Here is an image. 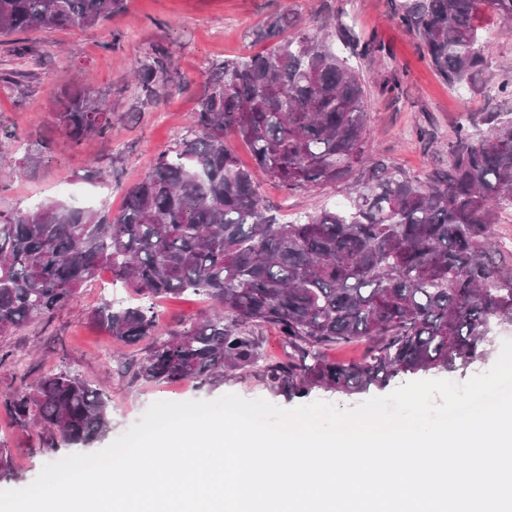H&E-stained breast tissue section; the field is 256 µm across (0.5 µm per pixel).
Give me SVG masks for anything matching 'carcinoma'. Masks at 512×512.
<instances>
[{
	"instance_id": "carcinoma-1",
	"label": "carcinoma",
	"mask_w": 512,
	"mask_h": 512,
	"mask_svg": "<svg viewBox=\"0 0 512 512\" xmlns=\"http://www.w3.org/2000/svg\"><path fill=\"white\" fill-rule=\"evenodd\" d=\"M126 0H0V37L35 28L96 27ZM512 23V0H405L398 20L451 88L480 89L489 66L480 22ZM288 37L264 55L211 66L192 123L126 193L116 215L61 203L0 212V336L68 307L99 271L152 303L114 305L92 321L125 344L155 338V301L185 292L213 311L153 344L135 377L216 386L256 370L274 392L315 388L358 393L400 375L446 371L484 356L491 328L512 324V266L492 260L489 229L512 210V111L461 124L448 169L425 181L388 174L367 152V89L328 29L354 46L353 26L324 19L297 28L288 11L254 30ZM137 61L146 101L170 82L163 58ZM52 112L72 145L112 134L99 95L81 85L54 98ZM231 129L252 148L244 168L224 142ZM357 175L349 208L281 223L261 199L260 179L287 190ZM275 326L286 357L260 364L261 333ZM364 340L367 357L343 363L332 346ZM14 423L42 446H88L111 427L107 397L67 371L32 389L0 395Z\"/></svg>"
}]
</instances>
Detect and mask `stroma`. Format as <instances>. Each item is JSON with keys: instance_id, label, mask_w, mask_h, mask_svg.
I'll return each instance as SVG.
<instances>
[{"instance_id": "1", "label": "stroma", "mask_w": 512, "mask_h": 512, "mask_svg": "<svg viewBox=\"0 0 512 512\" xmlns=\"http://www.w3.org/2000/svg\"><path fill=\"white\" fill-rule=\"evenodd\" d=\"M403 0H127L125 9L90 29H38L0 38V173L11 180L0 187V211L10 212L44 201H64L118 213L126 189L140 181L158 155L174 145L195 112L211 62L264 52L265 44L249 33L268 14L283 9L297 16L302 28L313 31L321 17L344 13L361 40L381 43V56L360 57L357 67L367 79V134L373 158L410 177L424 178L448 166V142L466 116L512 109V99L500 93L504 78L512 77V34L494 18L484 19L486 55L490 66L483 89L467 93L449 88L422 58L416 37L401 28L396 14ZM166 49L171 81L158 102H144L130 81L136 60ZM24 75L27 92L17 96L6 76ZM393 82L395 90L385 89ZM80 82L100 91L121 124L105 137L72 147L65 131L51 119L49 103L61 89ZM48 140L41 161L24 163L25 150L36 138ZM356 189L347 178L328 187L287 191L261 180L265 203L284 218L348 205ZM119 296L133 298L129 289L113 283L107 271L82 288L68 308L52 318L0 336V394L29 390L45 373L68 368L87 378L110 399L112 428L92 451L125 433L153 403L214 400L234 393L248 400L264 399L283 408L302 401L324 400L352 408L378 396H346L322 390L308 398H287L270 392L255 373L228 377L215 387L185 382L167 386L147 384L133 376L134 365L146 357L150 342H118L95 326L90 315L101 303ZM211 300L193 294L160 301L158 340L177 325L207 312ZM0 448L11 455L12 474L0 479V489L28 486L47 463L70 455L67 445L43 450L35 430L17 427L0 407Z\"/></svg>"}]
</instances>
